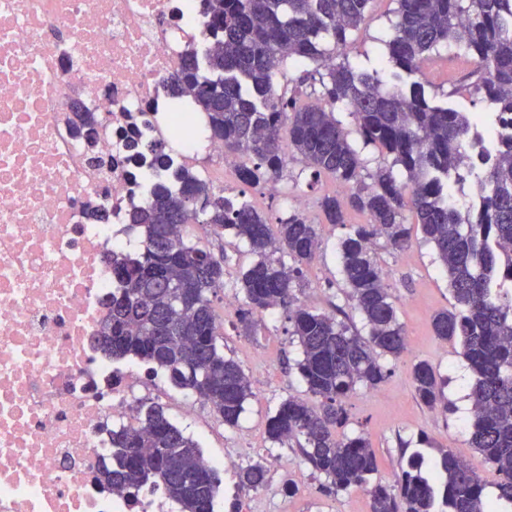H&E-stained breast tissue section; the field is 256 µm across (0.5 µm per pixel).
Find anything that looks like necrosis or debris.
I'll list each match as a JSON object with an SVG mask.
<instances>
[{
	"label": "necrosis or debris",
	"instance_id": "obj_1",
	"mask_svg": "<svg viewBox=\"0 0 512 512\" xmlns=\"http://www.w3.org/2000/svg\"><path fill=\"white\" fill-rule=\"evenodd\" d=\"M206 0H0V512H167L97 488L113 418L140 389L95 336L131 213L166 171L131 141L171 143L170 168L223 158L167 91L208 47ZM98 118L78 132L73 105ZM169 168V169H170Z\"/></svg>",
	"mask_w": 512,
	"mask_h": 512
}]
</instances>
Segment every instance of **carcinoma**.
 Masks as SVG:
<instances>
[{
    "label": "carcinoma",
    "instance_id": "carcinoma-1",
    "mask_svg": "<svg viewBox=\"0 0 512 512\" xmlns=\"http://www.w3.org/2000/svg\"><path fill=\"white\" fill-rule=\"evenodd\" d=\"M209 2L207 31L218 45L181 55L170 94L193 96L224 155L238 160L242 184L279 180L296 157L309 170L308 186L329 175L346 187L345 200L324 195L319 207L333 225H347L350 210L368 216L339 245L349 307L367 335L351 331L343 307L321 312L293 295L302 266L321 247L312 219L290 211L274 232L245 194L216 192L183 165L133 215L142 248L113 262L121 294L99 329L104 348L114 360L137 358L162 370L174 386L210 404L224 424L237 425L253 391L239 364L224 358L210 298L224 287L222 241L230 230L256 256L236 281L245 300L240 321L284 308L302 349L298 370L319 400L317 406L293 397L282 402L268 438L295 442L303 461L325 476L329 493L365 490L372 512H502V503L512 505V289L503 288L512 283V136L491 153L476 151L483 132L467 113L426 93L421 67L429 53L461 40L476 66L472 92L491 105L496 132L502 113H512V0H396L385 41L388 79L347 57L350 34L374 0ZM338 112L352 115L364 143L389 161L368 170ZM476 168L482 205L449 207L448 185ZM407 208L413 225L405 223ZM191 222L201 225L205 240L187 238ZM415 228L448 277L454 306L434 314L432 329L440 340L460 342L475 376L469 444L500 475L493 501L484 496L482 478L449 449L429 461L413 451L395 485H372L378 463L369 439L336 437L348 423L343 399L358 386L379 387L391 372L384 359L407 350L374 245L383 238L402 250ZM411 375L417 399L436 409L446 380L426 361L415 363ZM201 456L199 444L152 404L138 426L112 429L100 487L130 496L160 490L180 512H214L221 480ZM266 475L256 463L240 478L259 488Z\"/></svg>",
    "mask_w": 512,
    "mask_h": 512
}]
</instances>
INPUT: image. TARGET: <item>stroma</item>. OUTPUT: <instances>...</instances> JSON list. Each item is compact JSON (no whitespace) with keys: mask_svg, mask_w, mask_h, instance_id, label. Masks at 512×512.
<instances>
[{"mask_svg":"<svg viewBox=\"0 0 512 512\" xmlns=\"http://www.w3.org/2000/svg\"><path fill=\"white\" fill-rule=\"evenodd\" d=\"M394 0H374L364 22L352 32L349 54L351 63L365 70L376 68L385 53L383 41L391 31L394 20ZM474 64L466 54L451 55L446 50L431 54L423 65L430 96L439 98L451 94L452 104L459 110L479 117H488L491 108L469 95L454 94L455 85L469 81ZM186 164L212 180L214 187L225 194L245 192L247 198L262 210L270 223L287 216L291 205L287 196L298 193L307 199V214L320 223L321 249L315 260L303 268V288L297 289L299 302L330 311L332 304H344L339 288L338 245L347 229L340 225L321 223L318 199L323 194H344V187L330 178H322L320 188L308 190L299 175L303 165L299 160L288 163V178L242 187L234 171L218 175L210 159L199 156L187 159ZM228 256L224 286L214 298V305L223 333L224 355L234 359L248 377L253 396L237 426L224 425L207 403H199L194 418L183 416L179 408L182 392L171 388L169 395L153 399L143 392L141 402L148 405L159 401L171 421L186 434L199 441L203 454L216 456L227 448L242 451L240 468L259 463L267 470V482L253 489L241 485L238 477L223 478L214 503L215 512H231L239 506L241 512H371L367 493L350 488L334 495L323 492V476L309 468L295 445H277L267 435L268 420L281 402L295 397L312 402L297 364L302 350L283 309L254 315L251 330H243L239 310L244 300L235 286L240 267L253 262L248 244L233 236L224 239ZM376 257L388 278L386 284L393 296L399 319L403 324L409 348L399 359L388 360L389 377L378 388L357 387L345 400L349 423L347 432H364L374 448L379 468L375 481L394 484L406 461L400 455L398 439L408 440L411 449L424 452L426 458L436 457L439 450H452L477 472L486 484L485 493L495 497L498 474L468 442L466 428L468 407L462 406L471 384V373L461 355V347L436 338L432 317L451 308L453 300L448 281L431 247L420 233H413L409 245L401 251L392 249L385 239H378ZM420 360L427 361L441 376L447 377L444 398L451 410H428L414 395L411 367Z\"/></svg>","mask_w":512,"mask_h":512,"instance_id":"1","label":"stroma"}]
</instances>
